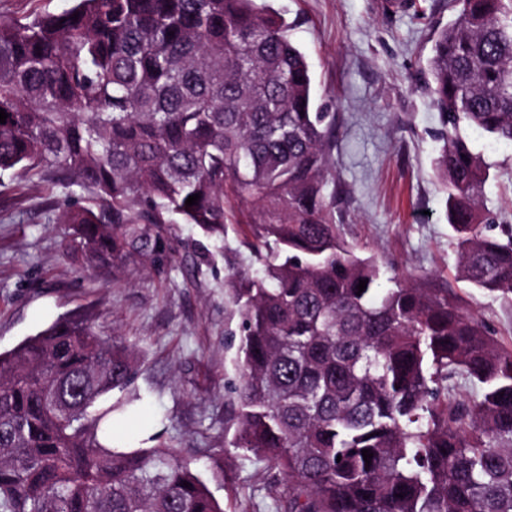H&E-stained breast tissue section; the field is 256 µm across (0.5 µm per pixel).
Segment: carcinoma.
Wrapping results in <instances>:
<instances>
[{"instance_id": "obj_1", "label": "carcinoma", "mask_w": 512, "mask_h": 512, "mask_svg": "<svg viewBox=\"0 0 512 512\" xmlns=\"http://www.w3.org/2000/svg\"><path fill=\"white\" fill-rule=\"evenodd\" d=\"M449 5L427 75L456 279L512 301V229L489 223V167L461 134L512 144V0ZM291 29L257 0H72L0 20V171L93 191L59 219L87 268L147 250L174 215L236 231L259 269L224 256L225 462L273 465L275 512H512V347L427 274L380 287L383 265L342 239L336 118L314 107ZM135 376V347L83 317L0 353V512H224L175 448L147 446L158 419L129 433L141 447L112 446L141 414ZM463 382L474 394L451 401Z\"/></svg>"}]
</instances>
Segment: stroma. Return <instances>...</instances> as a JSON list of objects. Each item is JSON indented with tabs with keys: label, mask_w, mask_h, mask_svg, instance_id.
<instances>
[{
	"label": "stroma",
	"mask_w": 512,
	"mask_h": 512,
	"mask_svg": "<svg viewBox=\"0 0 512 512\" xmlns=\"http://www.w3.org/2000/svg\"><path fill=\"white\" fill-rule=\"evenodd\" d=\"M425 12L385 0H272L306 54L316 104L337 116L329 184L336 220L358 254L387 271L426 272L452 283L464 307L512 346V303L454 279L446 195L434 173L440 118L425 74L430 37L452 18L448 0H417ZM490 166L483 207L512 226V145L470 133ZM66 189L40 173H0V352L60 317L87 318L105 339L135 344L143 412L166 419L176 446L226 512H273V469L223 463L224 418L238 320L224 302L223 256L196 225H167L157 253H133L118 269H86L68 257L57 217Z\"/></svg>",
	"instance_id": "35a3bbf8"
}]
</instances>
